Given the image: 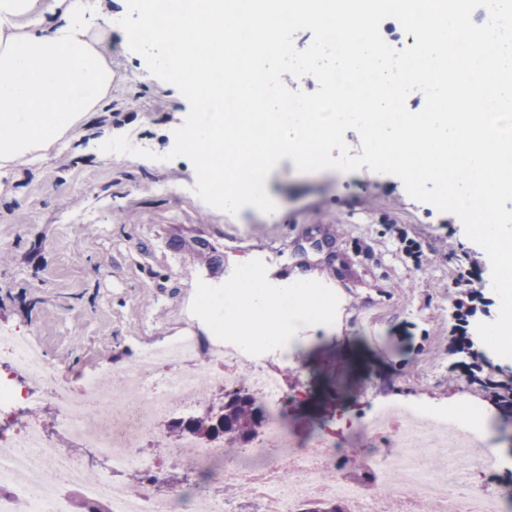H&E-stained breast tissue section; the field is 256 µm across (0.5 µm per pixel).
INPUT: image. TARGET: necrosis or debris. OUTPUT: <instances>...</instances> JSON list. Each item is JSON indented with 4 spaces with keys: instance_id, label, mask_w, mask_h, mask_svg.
Instances as JSON below:
<instances>
[{
    "instance_id": "obj_1",
    "label": "necrosis or debris",
    "mask_w": 512,
    "mask_h": 512,
    "mask_svg": "<svg viewBox=\"0 0 512 512\" xmlns=\"http://www.w3.org/2000/svg\"><path fill=\"white\" fill-rule=\"evenodd\" d=\"M199 303L209 311L210 335L185 324L180 336L143 349L136 362L114 371L107 393L93 375L78 391L60 385L29 336H0V365L13 375L12 381L0 380V415L21 400L30 406L50 401L63 435L111 466L88 481L85 467L40 423L0 427V512H18L22 503L28 512H72L77 495L91 512H176V497L156 493V464L140 447L158 438L162 418L193 408L203 377L228 391L247 386L269 410L264 431L249 445L253 461L225 458L223 442H204L188 432L168 451L175 458L192 453L215 483L253 480L251 512H303L317 502L341 503L346 512H500L494 493L474 487L472 478H454L455 462L465 452L455 431H423L420 411L403 406L397 422L370 423L373 432L391 429L397 446L370 456L358 476L347 475L335 456L333 431H313L301 442L290 439L280 415L286 390L269 361L280 337L243 340L235 320L242 302L235 293H204ZM25 377L38 379L40 390L18 386ZM127 471L142 477L137 494L118 480Z\"/></svg>"
}]
</instances>
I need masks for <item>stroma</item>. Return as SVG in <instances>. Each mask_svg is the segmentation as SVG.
Returning a JSON list of instances; mask_svg holds the SVG:
<instances>
[{"label": "stroma", "instance_id": "35a3bbf8", "mask_svg": "<svg viewBox=\"0 0 512 512\" xmlns=\"http://www.w3.org/2000/svg\"><path fill=\"white\" fill-rule=\"evenodd\" d=\"M101 9L112 44V91L36 162H16L0 180V335L28 334L56 380L118 370L142 345L175 335L198 289H224L239 264L268 258L275 282L306 273L331 278L342 306L330 321L304 322L291 336L288 426L296 438L344 414L354 434L338 446L361 456L393 448L366 423L384 403L475 411L483 446L512 458V414L497 412L465 380L448 374V308L458 263L485 261L461 221L411 199L397 177L361 169L303 174L283 159L267 178L275 212L229 214L194 192L184 157L165 160L189 105L131 52L117 21L126 0H80ZM125 135L155 159L107 154L106 135ZM420 242L429 263L415 270L395 254V229ZM312 240L325 252L309 250ZM162 473L157 490L184 495L206 485L184 460L147 442Z\"/></svg>", "mask_w": 512, "mask_h": 512}]
</instances>
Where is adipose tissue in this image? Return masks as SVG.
<instances>
[{
    "label": "adipose tissue",
    "instance_id": "obj_1",
    "mask_svg": "<svg viewBox=\"0 0 512 512\" xmlns=\"http://www.w3.org/2000/svg\"><path fill=\"white\" fill-rule=\"evenodd\" d=\"M74 0H0V171L64 138L112 90L108 43Z\"/></svg>",
    "mask_w": 512,
    "mask_h": 512
}]
</instances>
